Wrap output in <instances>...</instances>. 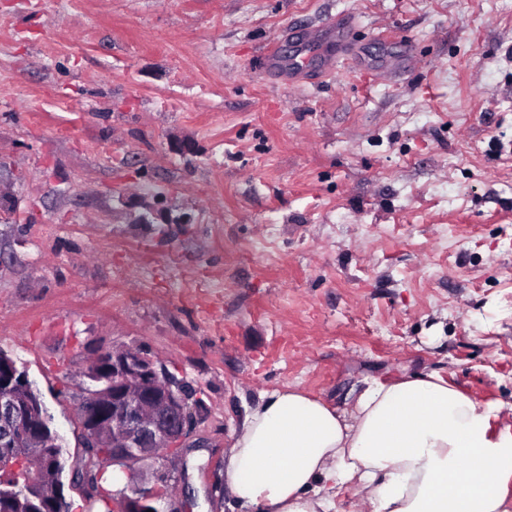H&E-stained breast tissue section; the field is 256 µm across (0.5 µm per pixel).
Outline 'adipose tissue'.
Returning a JSON list of instances; mask_svg holds the SVG:
<instances>
[{"mask_svg":"<svg viewBox=\"0 0 512 512\" xmlns=\"http://www.w3.org/2000/svg\"><path fill=\"white\" fill-rule=\"evenodd\" d=\"M437 372L369 381L351 408L295 388L235 430L222 476L236 512H512V433Z\"/></svg>","mask_w":512,"mask_h":512,"instance_id":"1","label":"adipose tissue"}]
</instances>
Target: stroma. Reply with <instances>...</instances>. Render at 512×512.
<instances>
[{"label": "stroma", "mask_w": 512, "mask_h": 512, "mask_svg": "<svg viewBox=\"0 0 512 512\" xmlns=\"http://www.w3.org/2000/svg\"><path fill=\"white\" fill-rule=\"evenodd\" d=\"M346 14L355 61L261 77ZM4 185L0 350L72 455L94 353L199 389L182 512L279 388L435 371L512 432V0H0Z\"/></svg>", "instance_id": "35a3bbf8"}]
</instances>
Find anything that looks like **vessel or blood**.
<instances>
[{
	"label": "vessel or blood",
	"instance_id": "obj_1",
	"mask_svg": "<svg viewBox=\"0 0 512 512\" xmlns=\"http://www.w3.org/2000/svg\"><path fill=\"white\" fill-rule=\"evenodd\" d=\"M352 28L353 23L347 18L334 25L310 27L299 36L301 52L287 58L276 49L264 50L265 78L291 88L299 86L305 82L309 63L313 60L317 61L322 75H330L339 61L355 53L350 38Z\"/></svg>",
	"mask_w": 512,
	"mask_h": 512
}]
</instances>
